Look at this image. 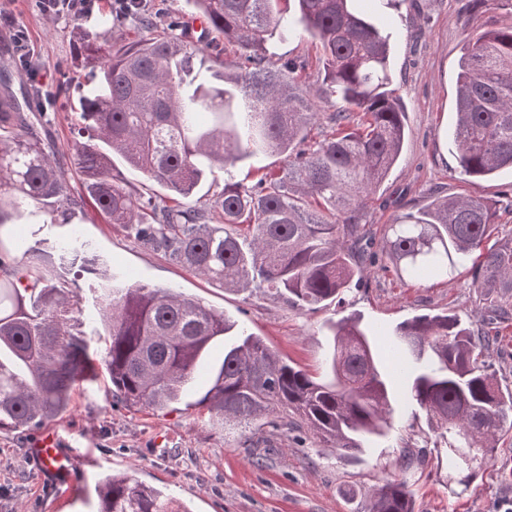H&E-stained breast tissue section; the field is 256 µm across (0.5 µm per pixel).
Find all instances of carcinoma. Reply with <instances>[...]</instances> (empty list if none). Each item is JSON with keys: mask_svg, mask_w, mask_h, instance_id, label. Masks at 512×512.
Listing matches in <instances>:
<instances>
[{"mask_svg": "<svg viewBox=\"0 0 512 512\" xmlns=\"http://www.w3.org/2000/svg\"><path fill=\"white\" fill-rule=\"evenodd\" d=\"M191 16L224 37L203 52L189 26L176 34L146 5L132 10L141 37L109 41L103 19L87 35L93 66L75 124L80 193L45 144L42 116L27 112L9 86L0 93V430L38 427L62 416L73 383L97 375L77 295L60 269L97 270L88 242L47 250L27 224H69L92 206L143 246L224 288L253 282L298 305L345 303L369 202L399 158L404 105L391 89L390 19L379 0H186ZM302 30L319 43L323 93L342 103L331 134L310 136L319 112L309 92L267 66L276 39ZM237 61L224 64L226 46ZM360 113L351 122V111ZM460 173L512 171V26L468 40L459 59L452 133ZM282 155L259 166L257 182L232 179L212 197L215 170ZM163 186L172 204L136 198L114 158ZM499 208L473 196L435 198L387 225L396 273L414 281L453 280L472 262L473 283L494 297L484 312L512 321V234L488 244ZM98 318L108 344L103 366L112 397L129 408H164L184 397L199 360L222 336L236 341L197 401L224 423L277 415L347 454L391 428L399 396L380 361L379 337L397 359L408 399L435 424L448 478L469 486L512 430V390L484 360L492 339L452 314L416 315L392 332L356 316L329 325L332 380L282 362L244 326L169 288H117L99 273ZM99 512H189L126 474L98 485ZM365 512H414L403 480L374 491Z\"/></svg>", "mask_w": 512, "mask_h": 512, "instance_id": "cac0c4a2", "label": "carcinoma"}]
</instances>
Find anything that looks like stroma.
<instances>
[{"mask_svg": "<svg viewBox=\"0 0 512 512\" xmlns=\"http://www.w3.org/2000/svg\"><path fill=\"white\" fill-rule=\"evenodd\" d=\"M464 2L401 0L393 13L390 66L406 109L407 137L366 217L375 259L363 265L361 285L347 294L345 307L296 306L255 284L238 291L221 288L142 247L122 226L104 223L92 212L81 229L95 241L103 270L118 286L171 288L201 300L243 323L282 361L320 380L328 377L332 350L328 322L352 314L364 326L391 329L413 316L439 312L476 320L483 300L468 268H461L451 284L403 280L390 270L383 241L387 224L431 195L493 202L512 187L508 170L488 179L460 175L447 138L455 121L456 74L466 36L512 25V9L489 4L467 11ZM0 12L30 37L24 64L11 50L9 30L0 25V82L9 81L15 90L35 88L34 107L49 120L55 156L71 189H79L73 124L78 83L88 64L83 33L98 17L110 15L108 0H99L92 16L81 20H48L36 0H0ZM269 52L275 70L284 59H308L305 81L311 89L320 88L315 42L290 37L274 41ZM223 358V343H215L200 361L184 401L162 409L116 405L101 369L94 380L76 382L60 419L36 429L0 431V512H97V487L113 473L160 489L188 512H364L370 495L393 478L406 480L415 512H506L512 507V431L500 438L479 478L453 495L447 455L435 447L425 412L406 399L395 405L392 440L347 455L306 430L226 426L198 407L212 368ZM47 432L58 434V448L71 458L76 475L78 491L64 505L54 477L30 453ZM407 446L422 453L424 462L405 471L399 459Z\"/></svg>", "mask_w": 512, "mask_h": 512, "instance_id": "obj_1", "label": "stroma"}]
</instances>
